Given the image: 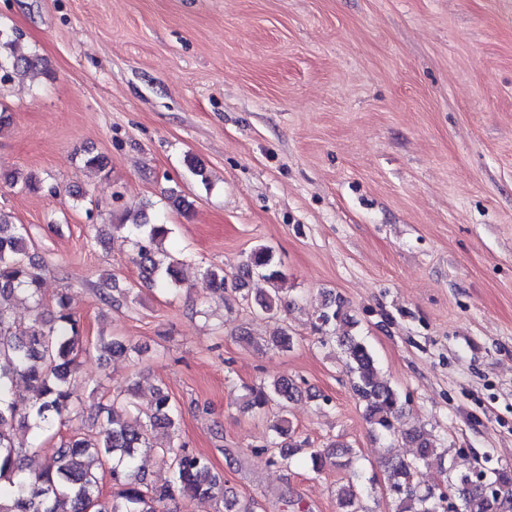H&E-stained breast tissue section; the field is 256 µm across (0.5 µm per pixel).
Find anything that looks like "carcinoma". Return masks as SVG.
<instances>
[{
	"mask_svg": "<svg viewBox=\"0 0 512 512\" xmlns=\"http://www.w3.org/2000/svg\"><path fill=\"white\" fill-rule=\"evenodd\" d=\"M49 74L44 58L21 51L13 33L0 27V81L26 79L33 86ZM11 184L29 192H39L43 181L31 175H10ZM127 233L141 279L163 291L175 290L181 279L180 262L165 248L171 228L163 223H150L143 212L126 213L124 222L116 225ZM45 262L33 258L29 236L22 224L0 212V512H167V502L177 494L198 501L216 499L223 490V479L212 471L210 461L178 441V410L169 392L157 389L153 410L143 416L132 402L118 411V399L112 410L98 408L93 420L97 430L86 431L77 426L65 439L50 448L38 470L24 472L21 461L26 449L16 443V431L31 428L50 443L55 429L73 421L80 414L78 398L71 386L79 360L91 351L112 357L128 356L136 348L124 341L98 337L91 342L83 335V326L71 307V297L57 295L54 310L45 317L41 288ZM258 276L270 288L251 302L243 292L244 278ZM285 276L275 268L273 255L266 246L254 248L248 255L234 290L261 320L279 319L281 312L294 304L282 288ZM27 303L35 312L29 324L19 323L14 315L16 303ZM342 327V333L330 334L322 343H335L351 378V386L363 404L366 422L384 438L403 433L415 444L412 459L398 453L389 443L385 460L389 465V494L392 512H444L437 488L423 486L418 480L420 464L436 463L445 475V484L461 500L463 512H512V470L501 468L484 473L476 482L471 474H455L444 467L448 449L437 447L422 431L406 430L403 405L399 393L379 375L372 350L355 328L357 321L340 300L322 304L316 314L315 328ZM293 336L288 323L282 322L273 336L265 341L272 350L291 347ZM27 384L22 393L17 381ZM298 386L291 379L243 386V408L264 411L275 405L270 425L272 438L260 454L272 466L288 467L299 459L302 443L287 417V404L295 399ZM167 430L168 445L158 449L168 465L171 479L163 486L148 482L137 464L139 453L151 447L149 434ZM354 449L333 443L309 453V464L315 473L327 463L351 458ZM110 477L112 492L104 499L101 488L104 477ZM359 481L349 479L336 488V499L342 512H367L363 506Z\"/></svg>",
	"mask_w": 512,
	"mask_h": 512,
	"instance_id": "carcinoma-1",
	"label": "carcinoma"
}]
</instances>
